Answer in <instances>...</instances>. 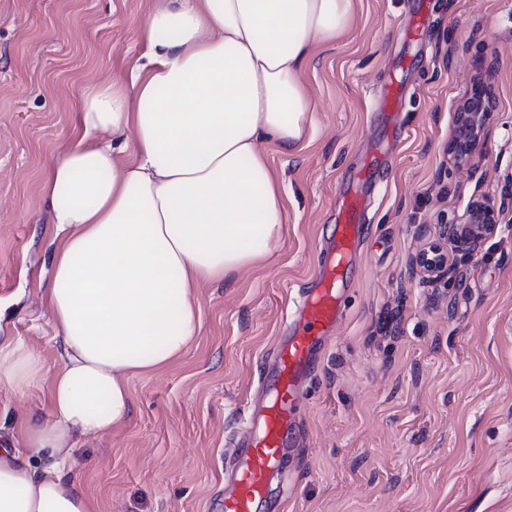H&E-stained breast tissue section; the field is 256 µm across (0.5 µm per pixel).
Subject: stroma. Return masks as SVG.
I'll list each match as a JSON object with an SVG mask.
<instances>
[{
    "label": "stroma",
    "instance_id": "obj_1",
    "mask_svg": "<svg viewBox=\"0 0 512 512\" xmlns=\"http://www.w3.org/2000/svg\"><path fill=\"white\" fill-rule=\"evenodd\" d=\"M149 7L0 0V341L49 365L59 344L40 303L52 234L41 181L73 135L81 88L128 78ZM304 78L312 130L293 155L268 149L287 214L280 247L230 285L198 288L197 339L131 378L130 417L82 439L72 472L100 512H212L260 366L351 191L369 202L363 237L307 383L283 512H512V0H355ZM477 86L492 110L461 165L449 143ZM483 199L500 222L468 259L440 226ZM432 246L448 256L433 272L416 262ZM48 415L46 383L1 389L0 446Z\"/></svg>",
    "mask_w": 512,
    "mask_h": 512
}]
</instances>
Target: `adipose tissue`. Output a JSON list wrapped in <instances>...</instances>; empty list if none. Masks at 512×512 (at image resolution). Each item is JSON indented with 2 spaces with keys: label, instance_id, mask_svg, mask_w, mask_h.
<instances>
[{
  "label": "adipose tissue",
  "instance_id": "adipose-tissue-1",
  "mask_svg": "<svg viewBox=\"0 0 512 512\" xmlns=\"http://www.w3.org/2000/svg\"><path fill=\"white\" fill-rule=\"evenodd\" d=\"M355 0H152L131 77L84 87L76 139L41 183L54 228L42 301L55 369L0 345V389L49 384L50 415L0 448V512H97L69 460L124 424L128 381L200 333L196 290L230 283L281 242L282 184L266 145L295 152L315 104L304 69Z\"/></svg>",
  "mask_w": 512,
  "mask_h": 512
}]
</instances>
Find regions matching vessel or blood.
Segmentation results:
<instances>
[{
	"mask_svg": "<svg viewBox=\"0 0 512 512\" xmlns=\"http://www.w3.org/2000/svg\"><path fill=\"white\" fill-rule=\"evenodd\" d=\"M363 199L347 194L338 211L327 260L301 285L287 336L263 363L258 395L249 404L245 433L224 460V494L218 512H267L272 481L288 454L303 402V387L316 370V350L342 317L339 285L362 234Z\"/></svg>",
	"mask_w": 512,
	"mask_h": 512,
	"instance_id": "obj_1",
	"label": "vessel or blood"
}]
</instances>
